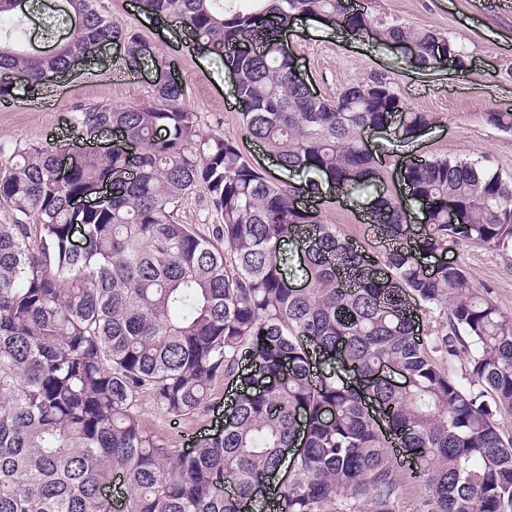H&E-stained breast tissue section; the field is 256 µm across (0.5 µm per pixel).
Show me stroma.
Listing matches in <instances>:
<instances>
[{"label":"stroma","mask_w":512,"mask_h":512,"mask_svg":"<svg viewBox=\"0 0 512 512\" xmlns=\"http://www.w3.org/2000/svg\"><path fill=\"white\" fill-rule=\"evenodd\" d=\"M368 11L399 19L406 25L445 33L463 51L467 66L431 70L412 68L402 48L367 41L352 42L327 34L319 19L307 18L299 33L287 37L286 47L298 59L302 73L318 96L331 98L345 86L370 76H381L413 109L441 114L443 120L416 143L418 155L479 159L490 169L512 177V132L487 121L491 112H512V0H356ZM114 22L137 29L149 51H164L173 63L175 78L185 92L188 107L197 112L204 133L238 141L244 155L267 174L287 179L271 158L245 141L231 81L223 62L202 57L184 36L165 30L153 18L134 10L132 0H103ZM122 52L107 45L92 57L77 61L53 84L62 102L58 109L32 112L24 103L31 94L17 83L10 105H0V148L39 144L56 146L77 135L69 110L79 104L106 102L136 105L150 92L151 74H133L120 67ZM327 223L359 240L366 252L376 241L355 199L336 198L323 208ZM448 257L463 265L470 281L498 307L512 314V248L491 250L478 246L451 247ZM229 388L217 382L212 410L172 422L154 406L150 394L137 400L143 425L155 435L194 436L217 433Z\"/></svg>","instance_id":"1"}]
</instances>
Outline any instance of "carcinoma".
I'll return each instance as SVG.
<instances>
[{
	"instance_id": "1",
	"label": "carcinoma",
	"mask_w": 512,
	"mask_h": 512,
	"mask_svg": "<svg viewBox=\"0 0 512 512\" xmlns=\"http://www.w3.org/2000/svg\"><path fill=\"white\" fill-rule=\"evenodd\" d=\"M138 2L223 61L254 144L314 177L278 181L237 142L204 133L174 82L154 84L144 104L71 110L86 134L111 128L133 151L29 145L0 161L11 213L0 222V512H110L117 478L122 512H398L409 487L425 490L426 512H512V436L496 420L512 413V316L443 259L450 243L512 246V178L478 159L405 160L422 221L377 191L362 209L380 250L364 254L296 198L383 184L387 165L365 133L389 127L408 145L441 115L412 109L377 76L311 96L274 25L314 16L412 43L418 69L462 70L465 56L441 32L352 0ZM68 4L44 18L47 35L70 31L47 55L0 33V100L15 74L38 92L105 42L123 45L130 73L168 67L100 0ZM487 120L512 131L511 112ZM69 153L80 161L61 181ZM101 183L110 191L97 199ZM196 193L216 215L202 230L178 219ZM87 196L93 204L74 207ZM290 275L305 287H286ZM419 312L442 324L426 330ZM457 359L466 387L448 370ZM219 378L240 393L218 434L177 448L145 430L140 393L180 421L209 409ZM395 439L416 459L404 475L388 452ZM296 444L288 472L282 456Z\"/></svg>"
}]
</instances>
